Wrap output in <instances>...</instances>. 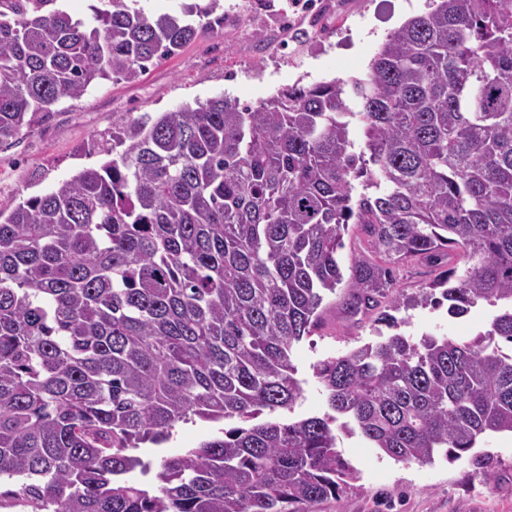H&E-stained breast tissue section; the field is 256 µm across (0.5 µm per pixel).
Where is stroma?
<instances>
[{
    "instance_id": "obj_1",
    "label": "stroma",
    "mask_w": 512,
    "mask_h": 512,
    "mask_svg": "<svg viewBox=\"0 0 512 512\" xmlns=\"http://www.w3.org/2000/svg\"><path fill=\"white\" fill-rule=\"evenodd\" d=\"M224 28L205 32L176 55L150 64L140 80L107 82L77 101L54 106L34 131L0 148V209L48 192L76 172L98 167L88 153L93 139L111 130L122 113L166 112L218 95L258 105L294 83L363 76L387 36L410 18L428 12L433 0H219ZM458 255L435 266L416 259L395 266L401 294L412 296L443 270L463 266ZM346 287L327 303L323 326L304 338L292 360L303 394L298 417L320 415L327 404L316 364L375 338L373 316L346 320ZM492 307L480 304L462 317L446 308L417 306L397 311L402 330L467 337L486 330ZM343 457L359 472L353 488L313 505L310 512H512V435L486 437L473 452L450 463L406 464L386 456L350 431L337 432Z\"/></svg>"
}]
</instances>
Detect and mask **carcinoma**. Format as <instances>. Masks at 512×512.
Returning a JSON list of instances; mask_svg holds the SVG:
<instances>
[{
  "label": "carcinoma",
  "instance_id": "obj_1",
  "mask_svg": "<svg viewBox=\"0 0 512 512\" xmlns=\"http://www.w3.org/2000/svg\"><path fill=\"white\" fill-rule=\"evenodd\" d=\"M98 2L74 16L0 0V146L224 26L218 0L157 17ZM90 150L107 160L0 212V503L309 512L358 479L340 418L407 464L512 433V0H437L362 77L125 116ZM352 225L391 264L464 265L405 299L373 259L343 274ZM344 281L351 317L384 299L495 313L473 336L415 342L383 311L394 333L315 366L329 411L285 418L302 397L293 349ZM197 420L239 425L134 453Z\"/></svg>",
  "mask_w": 512,
  "mask_h": 512
}]
</instances>
